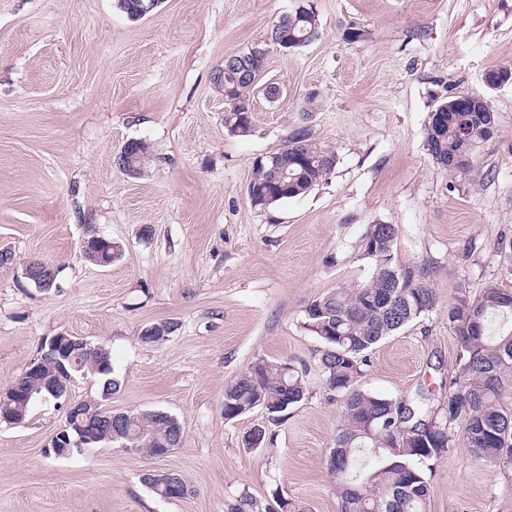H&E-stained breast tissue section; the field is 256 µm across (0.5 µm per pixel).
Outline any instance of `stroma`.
I'll list each match as a JSON object with an SVG mask.
<instances>
[{
    "mask_svg": "<svg viewBox=\"0 0 512 512\" xmlns=\"http://www.w3.org/2000/svg\"><path fill=\"white\" fill-rule=\"evenodd\" d=\"M299 0H162L129 19L117 0H0V387L58 333L111 354L115 412L160 410L184 429L152 458L112 445L47 454L67 403L98 398L76 376L66 400L0 424V512H230L240 494L261 512L276 495L303 512H338L329 452L342 423L319 371L323 343L303 327L316 297L367 281L358 245L394 224L397 264L428 263L438 303L366 353L360 385L398 399L426 392L443 407L456 389L458 336L448 305L485 284L512 290V0H311L319 37L286 51L274 23ZM358 39L347 40L349 30ZM266 51L252 98L254 129L224 126V58ZM280 87L267 99L263 85ZM487 98L498 132L465 172L431 160L425 128L450 95ZM305 128L336 154L309 193L260 211L247 190L258 159ZM141 139L153 159L132 177L115 164ZM121 256L83 258L90 236ZM59 268L52 290L24 265ZM178 321L159 345L146 324ZM308 365L307 400L268 425L261 410L224 417V387L255 361ZM268 425L267 447L243 438ZM174 471L191 487L163 499L143 473ZM428 512H507L512 474L475 458L463 436L428 475Z\"/></svg>",
    "mask_w": 512,
    "mask_h": 512,
    "instance_id": "35a3bbf8",
    "label": "stroma"
}]
</instances>
